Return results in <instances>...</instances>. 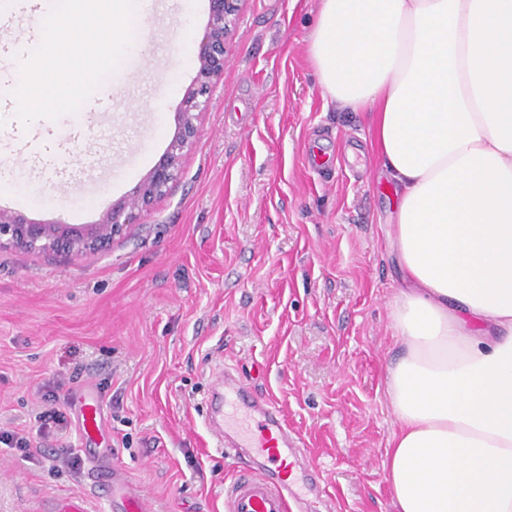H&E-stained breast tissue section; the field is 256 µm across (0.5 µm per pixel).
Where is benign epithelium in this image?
I'll list each match as a JSON object with an SVG mask.
<instances>
[{"label":"benign epithelium","instance_id":"obj_1","mask_svg":"<svg viewBox=\"0 0 512 512\" xmlns=\"http://www.w3.org/2000/svg\"><path fill=\"white\" fill-rule=\"evenodd\" d=\"M243 2L209 0V20L199 47L197 75L176 107V131L162 158L132 194L113 203L96 224L40 223L17 212L0 210V248L64 250L75 255L95 251L136 223L144 211L167 194L179 176L183 156L199 133L198 122L208 106L209 89L224 74L226 46Z\"/></svg>","mask_w":512,"mask_h":512}]
</instances>
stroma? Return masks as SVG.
<instances>
[{
	"instance_id": "stroma-1",
	"label": "stroma",
	"mask_w": 512,
	"mask_h": 512,
	"mask_svg": "<svg viewBox=\"0 0 512 512\" xmlns=\"http://www.w3.org/2000/svg\"><path fill=\"white\" fill-rule=\"evenodd\" d=\"M318 0H245L200 132L167 194L103 249L0 248V432L77 450L79 393L106 402V441L153 512H224L232 456L211 436V371L273 398L308 448L331 512H396L384 470L399 422L386 367L400 346L403 286L389 234L395 192L379 176L366 113L326 105L307 53ZM150 0L145 47L111 78L112 116L83 110L0 128V208L94 224L172 139L209 16L200 0ZM96 139H78L77 125ZM58 139L72 171L41 163ZM65 412L60 438L38 416ZM83 495L0 443V512Z\"/></svg>"
}]
</instances>
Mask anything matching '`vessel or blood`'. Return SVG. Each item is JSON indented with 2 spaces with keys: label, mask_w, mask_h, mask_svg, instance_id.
I'll return each instance as SVG.
<instances>
[{
  "label": "vessel or blood",
  "mask_w": 512,
  "mask_h": 512,
  "mask_svg": "<svg viewBox=\"0 0 512 512\" xmlns=\"http://www.w3.org/2000/svg\"><path fill=\"white\" fill-rule=\"evenodd\" d=\"M238 406L249 414L247 426H232L228 410ZM103 403L92 396L82 399L79 427L82 438L103 436ZM208 428L225 447L235 451L242 469L224 487L225 512H320L316 502L304 499L291 483L254 472V457H264L277 468L286 464L283 449L298 453L299 442L285 423L278 404L251 394L229 371L219 372L210 394ZM88 479L107 503L108 512H147L143 492L130 484L108 448H88Z\"/></svg>",
  "instance_id": "obj_1"
}]
</instances>
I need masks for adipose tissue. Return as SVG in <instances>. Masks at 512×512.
I'll list each match as a JSON object with an SVG mask.
<instances>
[{
  "instance_id": "obj_1",
  "label": "adipose tissue",
  "mask_w": 512,
  "mask_h": 512,
  "mask_svg": "<svg viewBox=\"0 0 512 512\" xmlns=\"http://www.w3.org/2000/svg\"><path fill=\"white\" fill-rule=\"evenodd\" d=\"M308 52L397 189L396 512H512V0H319Z\"/></svg>"
}]
</instances>
